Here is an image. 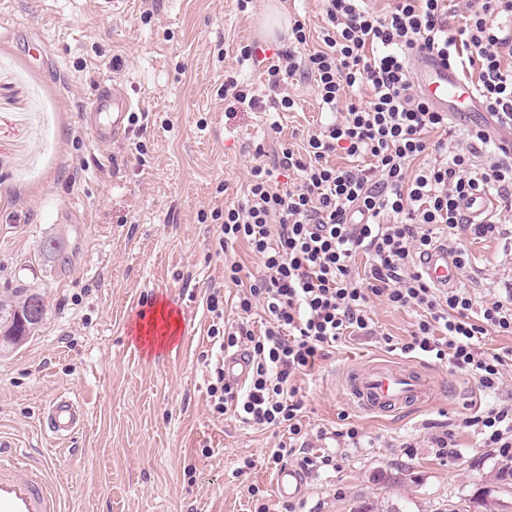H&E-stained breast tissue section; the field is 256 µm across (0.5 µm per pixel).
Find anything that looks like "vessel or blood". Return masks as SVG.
Wrapping results in <instances>:
<instances>
[{
    "mask_svg": "<svg viewBox=\"0 0 512 512\" xmlns=\"http://www.w3.org/2000/svg\"><path fill=\"white\" fill-rule=\"evenodd\" d=\"M413 75L420 91L441 111L455 115L479 111L481 103L474 89L460 80L441 58L420 56L413 64ZM132 110L130 99L117 83L100 82L94 86L81 119L91 131L96 148H107L129 133ZM422 272L442 288L452 284L457 276L447 250L441 248L430 252L422 263ZM249 369L250 361L244 352L225 354L226 381L242 383ZM344 389L349 400L362 410L384 414L428 398L433 381L409 364L376 361L350 370ZM83 421L79 397L60 392L50 400L43 426L51 440L60 441L70 439ZM304 486V473L294 466L282 468L275 478L279 496L287 499L300 497ZM0 512H63L62 494L48 463L29 459L13 441L3 437H0Z\"/></svg>",
    "mask_w": 512,
    "mask_h": 512,
    "instance_id": "1",
    "label": "vessel or blood"
}]
</instances>
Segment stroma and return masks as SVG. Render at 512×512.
<instances>
[{"label": "stroma", "instance_id": "stroma-1", "mask_svg": "<svg viewBox=\"0 0 512 512\" xmlns=\"http://www.w3.org/2000/svg\"><path fill=\"white\" fill-rule=\"evenodd\" d=\"M305 22L307 50L319 48L320 0H0V298L39 292L44 325L27 343L0 355V434L18 447L50 452L64 512H254L260 489L271 512H350L371 502L379 512H437L494 483L504 463L458 428L477 389L425 358L434 394L395 412L369 414L342 380L354 363L387 354L379 334L408 340L415 314L372 299L377 334L338 344L300 379L302 422L310 451L334 452L335 466L309 475L290 501L273 488L264 459L287 442V429H256L212 414L205 357L213 343L206 298L224 292V316L237 317L224 265L257 264L244 243L215 252V225L202 213L238 203L256 148L273 153L300 144L324 116L314 80L289 81L293 110L226 116L224 73L237 71L268 95L267 67L286 38L268 33L270 11ZM258 46L241 64L237 48ZM111 79L134 100L146 127L100 151L80 114L98 81ZM279 133H272L271 122ZM62 248L41 259L44 241ZM480 299L512 279L503 240H471ZM183 310V341L157 351L136 340L145 305ZM60 392L79 395V432L53 445L43 415ZM358 426L351 444L339 433ZM453 430L456 448L439 456L436 430ZM254 466L240 471L243 459Z\"/></svg>", "mask_w": 512, "mask_h": 512}]
</instances>
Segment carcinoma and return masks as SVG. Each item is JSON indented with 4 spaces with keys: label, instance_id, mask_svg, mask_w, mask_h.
<instances>
[{
    "label": "carcinoma",
    "instance_id": "carcinoma-1",
    "mask_svg": "<svg viewBox=\"0 0 512 512\" xmlns=\"http://www.w3.org/2000/svg\"><path fill=\"white\" fill-rule=\"evenodd\" d=\"M17 299L0 301V350L11 351L20 345L46 318L40 295L21 288ZM512 495L502 486L481 492L465 505H453L448 512H509Z\"/></svg>",
    "mask_w": 512,
    "mask_h": 512
}]
</instances>
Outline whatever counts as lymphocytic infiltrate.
Wrapping results in <instances>:
<instances>
[{
  "mask_svg": "<svg viewBox=\"0 0 512 512\" xmlns=\"http://www.w3.org/2000/svg\"><path fill=\"white\" fill-rule=\"evenodd\" d=\"M321 2V49L298 55L307 30L294 21L268 68L269 100L234 73L224 75V102L232 110H292L294 99L278 91L281 81L314 77L329 119L308 132L301 148L281 145L273 164L251 166L242 202L210 212L217 249L246 243L259 265L246 279L239 263L224 268L225 282L238 289L236 320L225 322L220 292L206 299L209 334L220 351L209 363L211 410L253 427H287L288 442L271 449L268 466L297 456L307 436L298 378L343 337L373 335L367 307L379 297L417 315L410 341L384 335L388 350L447 365L490 395L460 425L512 463V401L496 396L512 356L482 346L485 336L512 335V295L480 301L465 287L442 289L418 264L444 244L457 269L466 270L467 240L504 236L512 222V151L497 143L500 132L512 131V65L504 63L512 58V32L497 22L512 14V0H467L465 24L456 30L449 26L456 0H392L383 12L366 0ZM420 52L476 72L473 87L487 122L454 129L448 113L413 83L412 60ZM339 154L346 165L333 163ZM278 168L296 175V183L274 182ZM487 196L495 207L471 221L464 201ZM360 253L367 261L358 274ZM237 350L251 367L234 385L224 379L222 354Z\"/></svg>",
  "mask_w": 512,
  "mask_h": 512,
  "instance_id": "lymphocytic-infiltrate-1",
  "label": "lymphocytic infiltrate"
}]
</instances>
